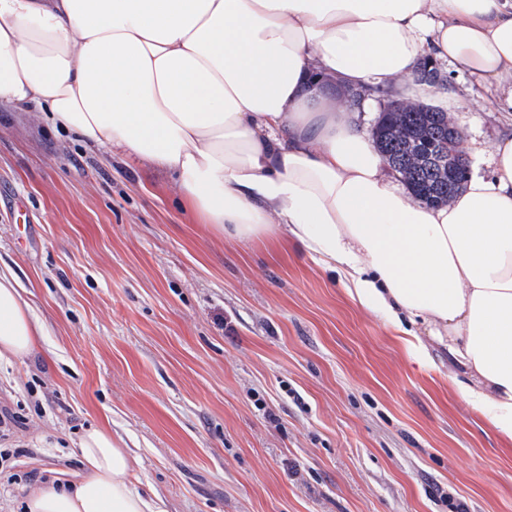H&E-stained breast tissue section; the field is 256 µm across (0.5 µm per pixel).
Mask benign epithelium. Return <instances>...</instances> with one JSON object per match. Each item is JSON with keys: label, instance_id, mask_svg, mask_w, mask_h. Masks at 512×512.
<instances>
[{"label": "benign epithelium", "instance_id": "obj_1", "mask_svg": "<svg viewBox=\"0 0 512 512\" xmlns=\"http://www.w3.org/2000/svg\"><path fill=\"white\" fill-rule=\"evenodd\" d=\"M384 111L391 113L385 126L376 128V135L383 136L388 145L400 149L398 169L402 178L417 181L426 178V188L417 197L437 204H448L454 198L453 182L469 169L462 168V134L450 113H443L442 135H430L410 126L407 114L425 112L427 107L419 102L392 101Z\"/></svg>", "mask_w": 512, "mask_h": 512}]
</instances>
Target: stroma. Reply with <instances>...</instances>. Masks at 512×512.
Wrapping results in <instances>:
<instances>
[{"label": "stroma", "instance_id": "stroma-1", "mask_svg": "<svg viewBox=\"0 0 512 512\" xmlns=\"http://www.w3.org/2000/svg\"><path fill=\"white\" fill-rule=\"evenodd\" d=\"M447 84L471 171L496 85ZM0 112V268L43 323L0 363V512L78 467L91 426L168 512H512V442L407 356L286 233L241 242L181 209L173 173Z\"/></svg>", "mask_w": 512, "mask_h": 512}]
</instances>
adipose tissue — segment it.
<instances>
[{
  "mask_svg": "<svg viewBox=\"0 0 512 512\" xmlns=\"http://www.w3.org/2000/svg\"><path fill=\"white\" fill-rule=\"evenodd\" d=\"M501 83L512 121V0H0V110L42 118L106 157L173 172L202 223L241 240L285 231L421 366L512 442V129L446 206L396 186L364 128L376 92L447 109L413 83L423 60ZM333 85L366 91L349 108ZM42 326L0 270V360ZM71 481L25 512H167L105 429Z\"/></svg>",
  "mask_w": 512,
  "mask_h": 512,
  "instance_id": "adipose-tissue-1",
  "label": "adipose tissue"
}]
</instances>
